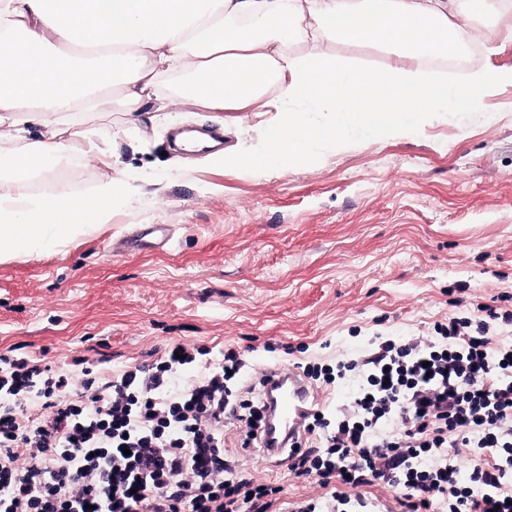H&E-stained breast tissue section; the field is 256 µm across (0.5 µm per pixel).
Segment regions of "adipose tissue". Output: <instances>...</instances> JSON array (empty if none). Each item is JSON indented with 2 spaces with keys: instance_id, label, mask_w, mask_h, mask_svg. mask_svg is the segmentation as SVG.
<instances>
[{
  "instance_id": "1",
  "label": "adipose tissue",
  "mask_w": 512,
  "mask_h": 512,
  "mask_svg": "<svg viewBox=\"0 0 512 512\" xmlns=\"http://www.w3.org/2000/svg\"><path fill=\"white\" fill-rule=\"evenodd\" d=\"M504 15L499 0H0V127L24 148L22 168L41 174L72 139L106 154L126 128L88 137L55 116L118 87L127 113L158 99V80L183 74L184 105L224 112L274 108L276 121L248 149L215 163L256 173L313 163L322 150L403 137L505 84L512 69L475 70L451 84L426 67L483 43L475 14ZM368 46L391 62L376 71L336 45ZM42 128L32 136V128ZM143 178L117 173L92 189V214L110 223L136 201ZM73 196L46 187L25 195L0 174V256L23 258L85 232Z\"/></svg>"
}]
</instances>
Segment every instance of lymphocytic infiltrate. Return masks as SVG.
Instances as JSON below:
<instances>
[{
  "label": "lymphocytic infiltrate",
  "instance_id": "f902f5d3",
  "mask_svg": "<svg viewBox=\"0 0 512 512\" xmlns=\"http://www.w3.org/2000/svg\"><path fill=\"white\" fill-rule=\"evenodd\" d=\"M495 325L511 327L512 310L452 315L429 339H387L346 363L356 396L308 415L288 451L289 471L322 493L292 503L224 453L229 422L242 448L263 441V400L230 384L249 372L235 350L215 365L209 348L177 343L152 367L78 383L0 355V512H376L360 489L380 482L399 489L400 512H512V343ZM452 448L469 451L468 484Z\"/></svg>",
  "mask_w": 512,
  "mask_h": 512
}]
</instances>
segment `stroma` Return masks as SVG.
Segmentation results:
<instances>
[{"mask_svg":"<svg viewBox=\"0 0 512 512\" xmlns=\"http://www.w3.org/2000/svg\"><path fill=\"white\" fill-rule=\"evenodd\" d=\"M495 53L475 50L441 74L512 68V15L476 18ZM159 113V112H158ZM273 109L187 107L136 125L115 167L70 143L46 178L81 213L99 180L122 170L151 176L111 223L17 260H0V354L18 348L72 371L89 355L103 371L151 365L173 342L236 350L256 370L356 357L375 337L429 335L452 308L505 297L512 309V85L459 105L420 134L324 153L309 166L253 174L173 149V129L214 128L236 151L275 118ZM69 122L125 124L117 93ZM147 224L170 240L134 248ZM224 451L239 469L278 487L284 501L316 491L314 478L240 448L234 425Z\"/></svg>","mask_w":512,"mask_h":512,"instance_id":"1","label":"stroma"}]
</instances>
